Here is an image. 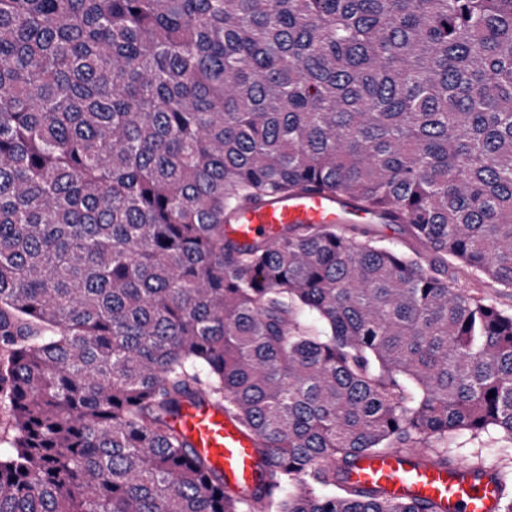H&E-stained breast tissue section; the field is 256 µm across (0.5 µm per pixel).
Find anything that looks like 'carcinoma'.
I'll list each match as a JSON object with an SVG mask.
<instances>
[{"mask_svg":"<svg viewBox=\"0 0 512 512\" xmlns=\"http://www.w3.org/2000/svg\"><path fill=\"white\" fill-rule=\"evenodd\" d=\"M343 196L402 225L226 219ZM464 267L468 282L454 270ZM512 0H0V512H436L512 448ZM257 437L238 493L170 425ZM512 512V468L466 461ZM376 220L368 212L351 206L344 197L309 193L248 204L232 220L228 233L239 243L246 244L257 238L273 242L287 224H373L372 229L379 235L405 249L398 229L375 224ZM461 441L463 442L461 447L448 449L450 455L463 459L477 455L483 457H502L505 455L504 448L483 447L484 445L477 442L465 441V438ZM352 482L379 487L412 502H434L438 512H493L496 488L488 476L475 478L465 469L452 471L438 465L414 466L398 455L365 457L351 469Z\"/></svg>","mask_w":512,"mask_h":512,"instance_id":"carcinoma-1","label":"carcinoma"}]
</instances>
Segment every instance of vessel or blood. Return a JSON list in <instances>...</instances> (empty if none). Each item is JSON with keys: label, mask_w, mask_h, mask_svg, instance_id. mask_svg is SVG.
Segmentation results:
<instances>
[{"label": "vessel or blood", "mask_w": 512, "mask_h": 512, "mask_svg": "<svg viewBox=\"0 0 512 512\" xmlns=\"http://www.w3.org/2000/svg\"><path fill=\"white\" fill-rule=\"evenodd\" d=\"M375 218L338 195L309 193L279 196L249 204L232 221L229 234L246 244L263 238L275 241L289 224H371ZM175 427L200 455L223 473L225 483L240 491L259 481V457L254 434L242 430L222 408L201 401L184 406ZM352 482L378 487L416 503L433 502L439 512H493L496 488L489 477L467 470L452 471L434 464L414 465L397 455L359 459L351 469Z\"/></svg>", "instance_id": "1"}]
</instances>
